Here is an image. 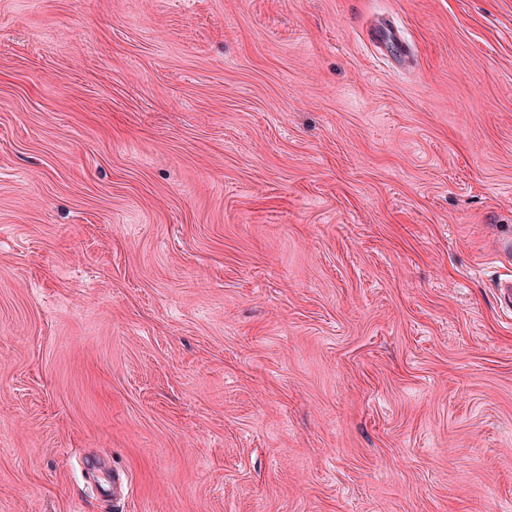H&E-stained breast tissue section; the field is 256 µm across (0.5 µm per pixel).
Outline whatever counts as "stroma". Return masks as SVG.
Listing matches in <instances>:
<instances>
[{
	"instance_id": "1",
	"label": "stroma",
	"mask_w": 512,
	"mask_h": 512,
	"mask_svg": "<svg viewBox=\"0 0 512 512\" xmlns=\"http://www.w3.org/2000/svg\"><path fill=\"white\" fill-rule=\"evenodd\" d=\"M510 238L512 0H0V512H512Z\"/></svg>"
}]
</instances>
